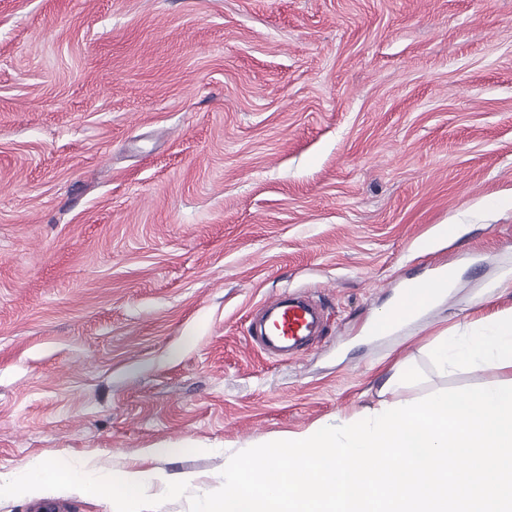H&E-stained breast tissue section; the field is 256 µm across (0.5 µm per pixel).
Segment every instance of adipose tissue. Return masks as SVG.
<instances>
[{"label": "adipose tissue", "instance_id": "adipose-tissue-1", "mask_svg": "<svg viewBox=\"0 0 512 512\" xmlns=\"http://www.w3.org/2000/svg\"><path fill=\"white\" fill-rule=\"evenodd\" d=\"M14 489L34 494L47 486L81 485L91 494L115 498L127 505L135 504L149 485H168L166 475L151 470H115L108 464L60 455L51 461L36 459L9 478Z\"/></svg>", "mask_w": 512, "mask_h": 512}]
</instances>
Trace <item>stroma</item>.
Segmentation results:
<instances>
[{
	"mask_svg": "<svg viewBox=\"0 0 512 512\" xmlns=\"http://www.w3.org/2000/svg\"><path fill=\"white\" fill-rule=\"evenodd\" d=\"M437 266L448 298L368 336ZM289 292L328 329L277 362L248 316ZM511 307L512 0H0V475L192 472L156 509L189 512L243 449L499 381L429 345Z\"/></svg>",
	"mask_w": 512,
	"mask_h": 512,
	"instance_id": "35a3bbf8",
	"label": "stroma"
}]
</instances>
